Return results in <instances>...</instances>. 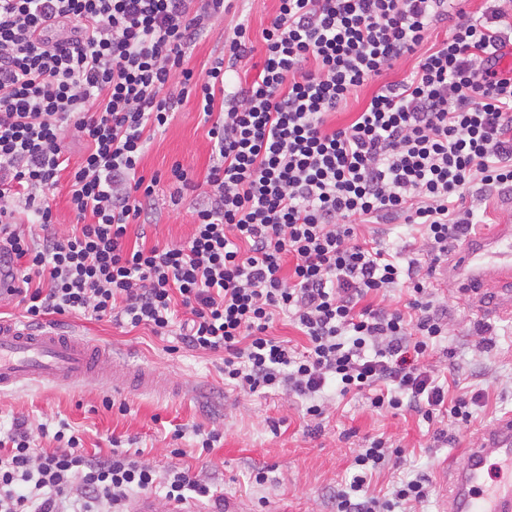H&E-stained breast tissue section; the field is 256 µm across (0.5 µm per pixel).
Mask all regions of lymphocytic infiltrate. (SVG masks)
Wrapping results in <instances>:
<instances>
[{
  "instance_id": "lymphocytic-infiltrate-1",
  "label": "lymphocytic infiltrate",
  "mask_w": 512,
  "mask_h": 512,
  "mask_svg": "<svg viewBox=\"0 0 512 512\" xmlns=\"http://www.w3.org/2000/svg\"><path fill=\"white\" fill-rule=\"evenodd\" d=\"M224 0H0V247L19 274L28 323L82 315L178 331L183 348L224 355V382L246 394L284 391L322 419L328 391L368 393L373 410L469 425L483 392L453 396L426 361L448 335V304L432 284L448 246L471 234L470 194L512 189V0L469 12L457 0H278L254 47L247 24L224 38L227 60L204 75L188 49L223 15ZM448 35L438 43L436 27ZM260 53L250 82L229 68ZM411 77L383 82L404 57ZM379 89L346 126L327 118L371 82ZM196 95L214 162L204 182L181 164L177 195L205 189L187 241L128 247L146 237L158 177L139 165L151 140ZM88 145L71 161L65 139ZM68 181L79 222L54 229L51 197ZM40 225L41 241L25 233ZM367 224L416 234L421 259L366 236ZM408 288L404 307L388 303ZM288 315L303 347L271 335ZM36 450L25 422L0 435V512H127L131 496L168 504L212 497L189 469L158 472L115 447L85 454L60 423ZM400 449L372 438L337 486L336 512H396L428 500L418 475L390 496L368 476Z\"/></svg>"
}]
</instances>
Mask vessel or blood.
<instances>
[{
	"label": "vessel or blood",
	"instance_id": "vessel-or-blood-1",
	"mask_svg": "<svg viewBox=\"0 0 512 512\" xmlns=\"http://www.w3.org/2000/svg\"><path fill=\"white\" fill-rule=\"evenodd\" d=\"M452 275L471 302L481 291L496 294L495 313L512 311V198H504L492 233L467 240L454 255ZM109 374L119 389H153L152 373L131 374L109 351L74 332L49 324L34 327L0 317V391L29 384L75 385ZM498 478L486 483L484 469ZM446 512H512V416L487 427L462 465L446 466Z\"/></svg>",
	"mask_w": 512,
	"mask_h": 512
}]
</instances>
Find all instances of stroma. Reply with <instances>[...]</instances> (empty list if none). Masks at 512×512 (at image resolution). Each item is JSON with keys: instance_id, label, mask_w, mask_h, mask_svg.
<instances>
[{"instance_id": "35a3bbf8", "label": "stroma", "mask_w": 512, "mask_h": 512, "mask_svg": "<svg viewBox=\"0 0 512 512\" xmlns=\"http://www.w3.org/2000/svg\"><path fill=\"white\" fill-rule=\"evenodd\" d=\"M277 0H232L223 17L194 47L186 65L204 73L224 54V35L240 21H248L254 44L277 9ZM181 164L204 179L211 163L207 128L200 122L195 99H188L166 129L157 133L145 153L140 171L159 174L156 207L150 214L147 245L188 240L193 231L195 197L173 207L174 187L167 175ZM448 301V338L429 359L435 371L446 365L462 373L461 388L483 390L485 403L466 427H449L446 442H434L426 422L416 415L374 412L364 395H331L319 430L303 419L299 402L281 392L241 394L225 387L221 355L180 350L173 336H156L138 328L126 331L108 321L81 315L64 318L62 327L109 348L115 360L135 370L145 369L164 379V390L113 389L109 376L90 385L68 387L21 385L0 393V428L10 429L14 420L30 429L46 424L57 429L67 422L78 430L85 453H105L111 438L132 439L144 460L157 470L171 464L189 468L218 487L223 499L239 502L246 512H336L332 493L338 483L351 479L353 456L366 440L391 439L405 448L400 464L373 474L369 491L389 494L398 478L422 472L428 475L433 495L423 512H443L445 489L439 469L445 459L476 440L482 429L512 414V315L476 312L456 284L441 287ZM492 344L482 348L481 337ZM454 358H447V349ZM114 408H105V401ZM218 428L224 436L208 454H200L193 426ZM182 438H175L176 428ZM182 456H172V449ZM266 469L268 480L256 485L252 475Z\"/></svg>"}]
</instances>
